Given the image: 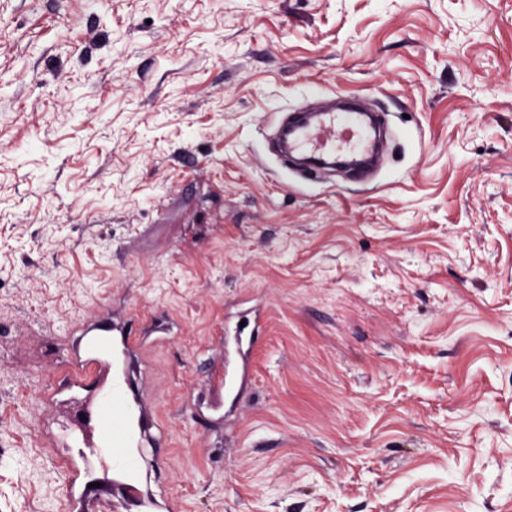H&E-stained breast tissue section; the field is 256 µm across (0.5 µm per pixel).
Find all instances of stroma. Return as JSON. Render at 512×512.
I'll return each instance as SVG.
<instances>
[{"label":"stroma","instance_id":"1","mask_svg":"<svg viewBox=\"0 0 512 512\" xmlns=\"http://www.w3.org/2000/svg\"><path fill=\"white\" fill-rule=\"evenodd\" d=\"M337 96L402 136L303 183ZM97 321L166 512H512V0H0V512H113L55 439Z\"/></svg>","mask_w":512,"mask_h":512}]
</instances>
